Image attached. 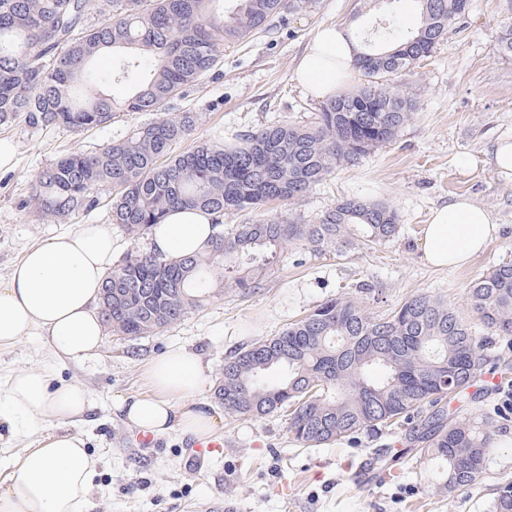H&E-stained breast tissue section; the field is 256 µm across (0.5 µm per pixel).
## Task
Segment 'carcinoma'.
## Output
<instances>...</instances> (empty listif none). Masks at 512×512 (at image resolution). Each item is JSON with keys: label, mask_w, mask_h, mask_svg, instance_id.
Returning <instances> with one entry per match:
<instances>
[{"label": "carcinoma", "mask_w": 512, "mask_h": 512, "mask_svg": "<svg viewBox=\"0 0 512 512\" xmlns=\"http://www.w3.org/2000/svg\"><path fill=\"white\" fill-rule=\"evenodd\" d=\"M112 0L88 25L87 0H0V126L19 118L33 127L74 131L103 127L119 112L160 111L181 89L223 58L224 49L271 30L288 9L316 0ZM422 21L415 29L396 16L387 26L355 36L353 66L368 76L409 69L432 53L448 24L465 15L469 0H413ZM112 52L107 76L93 69ZM131 85L116 99L102 80ZM413 103L399 91L371 84L330 100L310 126L278 123L244 134L240 142L202 141L172 153L192 131L195 116L181 112L138 126L124 140L93 153H72L37 177V212L53 222L98 205L102 184L117 189L112 223L134 238L149 233L168 211L199 210L220 217L280 199L294 200L333 169L394 140L411 119ZM216 232L207 249L173 260L137 247L107 272L100 297L105 327L121 336L160 332L181 321L224 275L242 292L259 285L262 267L252 252L272 254L289 243L313 251L350 249L393 240L397 212L351 197L315 224L272 218ZM112 289V297L106 290ZM479 320L496 336H512V260L500 262L470 291ZM483 340L444 300L416 295L383 317L340 297L316 305L279 334L224 360L214 395L224 410L263 417L288 411V431L307 448L391 428L418 409L433 412L411 442L419 457L437 460L445 487L476 482L493 453L487 422L450 423L439 404L471 386L482 373ZM278 379L270 381L271 374ZM494 512H512V482L497 486Z\"/></svg>", "instance_id": "1"}]
</instances>
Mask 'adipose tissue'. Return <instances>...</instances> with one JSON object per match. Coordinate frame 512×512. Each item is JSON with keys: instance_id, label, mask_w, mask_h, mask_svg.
<instances>
[{"instance_id": "adipose-tissue-1", "label": "adipose tissue", "mask_w": 512, "mask_h": 512, "mask_svg": "<svg viewBox=\"0 0 512 512\" xmlns=\"http://www.w3.org/2000/svg\"><path fill=\"white\" fill-rule=\"evenodd\" d=\"M352 56L348 29L321 25L295 67L294 80L307 97L331 100L352 73ZM212 221L198 210L169 212L152 228L151 247L173 259L195 254L206 247ZM499 233L490 211L459 197L432 212L423 232L424 257L436 268L463 267ZM112 252L108 224H83L29 249L0 282V350L35 336L58 358L95 353L104 336L98 306ZM205 372L197 353L170 347L148 365L150 393L114 395L112 407L139 431L209 435L218 419L198 399ZM91 406L82 385L57 380L45 369H19L0 380V423L15 435L28 434L36 420L81 421ZM96 473L97 460L83 439L40 435L13 458L11 475L0 479V512H83Z\"/></svg>"}]
</instances>
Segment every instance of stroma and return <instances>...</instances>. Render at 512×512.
<instances>
[{"label": "stroma", "instance_id": "1", "mask_svg": "<svg viewBox=\"0 0 512 512\" xmlns=\"http://www.w3.org/2000/svg\"><path fill=\"white\" fill-rule=\"evenodd\" d=\"M408 24L420 15L414 0H317L315 8L283 13L270 32L227 48L223 59L165 107L192 112L191 133L174 153L196 142H234L236 135L278 123H309L321 109L294 82V68L317 25L337 22L358 31L387 24L399 8ZM512 25V0H470L465 16L448 28L431 55L395 76L369 78L358 73L345 84L354 91L376 82L395 87L415 103L410 121L393 141L355 163L336 169L311 191L291 201H274L225 223H252L270 216L310 224L336 203L353 197L383 202L400 219L392 241L345 252H313L305 243L287 244L268 259L262 286L244 293L233 287L212 292L201 307L164 331L138 337L105 333L100 349L80 359L53 357L38 337L0 350V376L22 368H48L57 379L81 384L93 408L85 420L48 428L39 423L30 438L54 430L76 435L98 459V476L84 512H492L498 484L512 481V414L495 421V451L473 485L448 491L436 463L407 454L409 437L429 416L415 412L392 430L364 433L320 448H306L288 432L286 412L246 418L224 412L205 388L200 399L223 422L214 434L224 443L201 466L189 464L192 448L178 431L159 437L142 452L130 444L133 431L112 408V398L147 389L148 363L169 346L198 353L209 380L224 359L254 342L280 333L322 301L345 296L373 316L387 315L417 295L451 304L478 337L487 335L470 305L473 282L492 266L512 260V176L492 164L496 144L512 142V55L500 50ZM157 113L117 114L106 127L79 133L56 126L30 127L24 120L0 127V138L17 148L15 165L0 170V281H6L23 252L81 224H111L113 189L99 186L98 206L64 222L47 221L31 204L40 172L74 151L91 152L124 139ZM465 196L489 209L501 232L472 263L438 270L422 254L423 229L432 209ZM484 348L494 385L476 381L448 402L450 420H476L512 399V336L491 338ZM387 450L389 477L378 485L357 486L350 468Z\"/></svg>", "mask_w": 512, "mask_h": 512}]
</instances>
